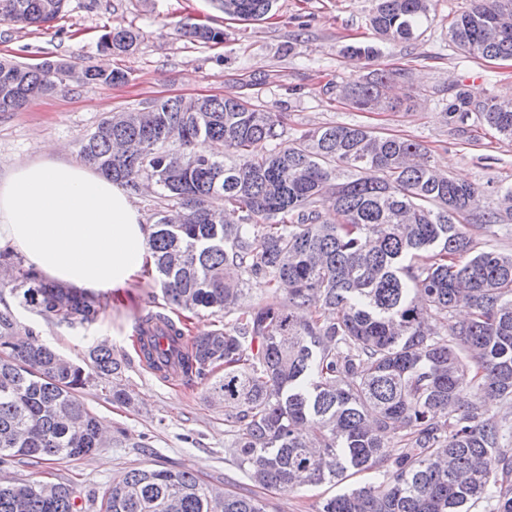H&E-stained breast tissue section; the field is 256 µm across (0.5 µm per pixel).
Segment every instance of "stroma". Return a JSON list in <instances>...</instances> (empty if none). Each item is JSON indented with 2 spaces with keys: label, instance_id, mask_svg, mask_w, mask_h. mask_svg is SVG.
Segmentation results:
<instances>
[{
  "label": "stroma",
  "instance_id": "35a3bbf8",
  "mask_svg": "<svg viewBox=\"0 0 512 512\" xmlns=\"http://www.w3.org/2000/svg\"><path fill=\"white\" fill-rule=\"evenodd\" d=\"M430 20L417 40L384 43L374 67L409 69L418 91L412 110L359 112L338 96V85L355 69L344 56L351 44L375 41L369 27L374 0H277L261 21H237L213 0H70L51 27L0 23V58L35 64L64 59L126 71L118 86L70 85L36 98L14 112H0V176L18 163L41 158L47 144L63 147V160L77 162L78 142L113 112L144 106L159 98L205 96L247 98L287 116L285 139L332 124L362 126L422 144L432 164L452 178L473 183L481 206L502 185L512 184V141L469 117L457 126L446 114L449 87L468 89L474 99L512 95V60L487 63L466 57L451 42L448 24L470 10L474 0H432ZM135 29L134 51L115 55L98 41L113 22ZM185 23L223 29L220 44H203L179 33ZM170 313L160 286L141 274L121 293H106L98 321L72 330L38 319L16 307L18 319L36 326L44 344L66 359L86 357L94 340H108L122 359L121 383L130 405L113 403L110 387L92 378L81 398L110 430L103 448L70 463L0 467V480H52L99 494L133 468L189 469L215 486L235 479L242 489L252 481L224 458L231 436L224 406L208 398L207 384L177 377L162 380L140 363L133 336L141 316Z\"/></svg>",
  "mask_w": 512,
  "mask_h": 512
}]
</instances>
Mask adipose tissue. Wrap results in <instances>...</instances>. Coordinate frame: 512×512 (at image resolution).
Returning <instances> with one entry per match:
<instances>
[{
    "mask_svg": "<svg viewBox=\"0 0 512 512\" xmlns=\"http://www.w3.org/2000/svg\"><path fill=\"white\" fill-rule=\"evenodd\" d=\"M59 152L0 179V250L81 291L125 287L145 267L149 229L126 187Z\"/></svg>",
    "mask_w": 512,
    "mask_h": 512,
    "instance_id": "1",
    "label": "adipose tissue"
}]
</instances>
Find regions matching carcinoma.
I'll use <instances>...</instances> for the list:
<instances>
[{"mask_svg":"<svg viewBox=\"0 0 512 512\" xmlns=\"http://www.w3.org/2000/svg\"><path fill=\"white\" fill-rule=\"evenodd\" d=\"M68 0H0V23L50 26ZM225 15L259 21L274 0H214ZM432 0H376L370 26L385 41L410 42L429 21ZM202 43L224 31L184 24ZM469 57L512 60V0H475L448 30ZM139 34L106 32L104 50L127 54ZM354 62L379 54L350 46ZM74 62L0 59V112L68 86ZM84 84L118 85L120 69L84 67ZM403 69L378 68L340 90L352 109L395 108ZM148 112H113L80 142L81 160L133 192L146 179L171 203L158 212L146 265L175 309L228 317L224 327L184 340L170 317L138 324V353L158 372L176 362L210 382L232 436L225 453L266 491L336 485L362 472L382 479L323 498L317 512H512V419L484 402L512 405V252L487 248L463 224L478 188L442 175L422 145L342 124L282 138L285 114L244 100L208 96L199 112L181 100ZM449 115L477 113L512 139V99L475 101L460 85ZM199 139L224 144L230 159L192 151ZM242 212L240 223L217 214ZM336 223L322 221V210ZM512 215V185L478 217L479 228ZM15 274L0 282V466L73 461L100 447L102 425L79 399L91 374L121 375L104 341L93 373L20 327L4 294L43 320L89 326L96 294L39 278L22 257L0 251ZM262 276L271 300L242 308L248 278ZM465 307L470 316L454 319ZM314 309L305 321L296 309ZM224 373H214L219 368ZM210 485L192 470L133 468L106 488L97 512H272L252 491ZM80 492L50 480L0 483V512H82Z\"/></svg>","mask_w":512,"mask_h":512,"instance_id":"cac0c4a2","label":"carcinoma"}]
</instances>
